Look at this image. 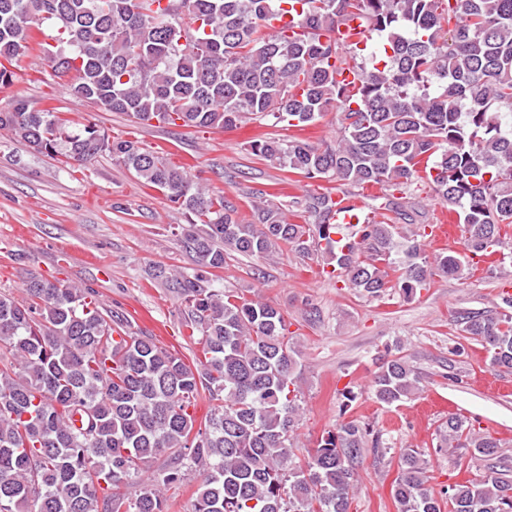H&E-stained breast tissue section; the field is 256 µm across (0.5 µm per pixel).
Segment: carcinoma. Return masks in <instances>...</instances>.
<instances>
[{"label":"carcinoma","instance_id":"carcinoma-1","mask_svg":"<svg viewBox=\"0 0 512 512\" xmlns=\"http://www.w3.org/2000/svg\"><path fill=\"white\" fill-rule=\"evenodd\" d=\"M282 14L290 36L271 31ZM359 20L385 36L370 57L336 31ZM50 22L57 49L41 48L74 99L133 122L232 129L247 119L290 131L336 112V144L290 133L249 151L313 182L377 187L384 209L411 229L365 219L354 233L331 209L355 195L318 187L295 201L305 223L258 196L242 224L224 196L137 140L98 124H73L15 99L0 129L37 153L87 166L107 154L184 210L193 272L172 282L200 345L187 362L151 336L106 320L92 290L32 277L25 298L0 292V512H166L163 493L120 492L141 467L166 457L162 484L202 472L193 512H352L356 466L385 448L382 434L349 418L316 448L294 452L300 425V350L284 313L214 283L226 249L312 258L326 248L334 278L376 300L411 299L435 276L459 280L505 262L512 224V0H0V86L34 50L31 31ZM359 74L351 91L337 79ZM456 214L465 253L425 255L427 225L400 196L417 182ZM341 239L333 240L332 235ZM501 310L457 317L461 338L512 371V296ZM120 334V340L114 334ZM369 392L392 407L412 399L422 377L386 347ZM206 393L208 410L197 417ZM501 440L450 413L436 433L467 473L436 495L428 460L402 448L391 486L396 512H512V460Z\"/></svg>","mask_w":512,"mask_h":512}]
</instances>
